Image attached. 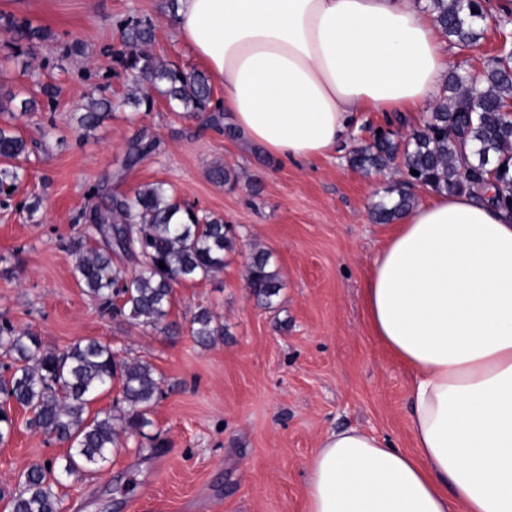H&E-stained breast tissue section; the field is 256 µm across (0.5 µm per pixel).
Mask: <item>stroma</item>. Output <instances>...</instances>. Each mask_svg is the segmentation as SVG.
Segmentation results:
<instances>
[{
  "label": "stroma",
  "instance_id": "obj_1",
  "mask_svg": "<svg viewBox=\"0 0 512 512\" xmlns=\"http://www.w3.org/2000/svg\"><path fill=\"white\" fill-rule=\"evenodd\" d=\"M484 5L494 23L476 49L449 47L450 66L478 72L496 54L507 15L501 0ZM9 15L32 19L52 38L36 45L32 70L0 71V96L27 92L36 77L61 92L37 112L0 113L32 149L16 189L0 194V323L35 333L52 350L79 339L123 349L153 365L162 389L144 434L129 436L82 482L57 487L61 512H305L306 464L328 432L360 428L413 451L411 375L371 336L363 301L387 230L371 208L396 173L366 174L349 163L378 130L408 134L411 117L364 113L335 155L280 163L163 98L136 115L121 106L128 81L116 54L129 18L154 22L152 50L167 62L203 67L177 40L169 0H0V17ZM102 87L118 107L85 130L78 118ZM139 132L156 148L129 167ZM217 163L236 177L235 188L209 179ZM153 182L237 234L223 270L176 286L168 316L176 335L102 314L73 276L70 244L85 235L79 214L89 189L129 195ZM36 197L42 203L31 217L25 206ZM257 248L272 253L283 282L271 309L256 304L245 282ZM202 306L224 323L223 339L207 348L189 333ZM11 414L14 432L0 443V489L8 492L24 468L66 451L30 429L22 409ZM156 437L165 448H153Z\"/></svg>",
  "mask_w": 512,
  "mask_h": 512
}]
</instances>
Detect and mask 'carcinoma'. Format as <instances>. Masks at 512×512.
<instances>
[{
  "label": "carcinoma",
  "mask_w": 512,
  "mask_h": 512,
  "mask_svg": "<svg viewBox=\"0 0 512 512\" xmlns=\"http://www.w3.org/2000/svg\"><path fill=\"white\" fill-rule=\"evenodd\" d=\"M425 10L461 50L483 37L482 0H426ZM0 27L9 35L16 58L30 54L34 41L51 37L48 29L27 17L6 16ZM154 38L155 26L149 20L131 18L122 26L121 62L128 80L123 104L148 112L156 93L169 105L236 138L235 128L223 127V107L214 99L206 73L186 72L159 59L149 51ZM468 81L469 73H453L428 120L404 136L403 143L386 133L353 151L349 163L367 173L383 172L402 158V180L387 188V199L374 204L377 222L389 224L410 209L414 185L438 191L482 187L493 170V201L504 206L512 198V56L502 52L484 66L482 87L469 89ZM57 93L54 85H38L20 100V112L38 111L39 96L52 100ZM85 108L81 124L95 128L112 111V100L91 95ZM153 148V142L136 135L127 166ZM29 154V141L14 127L0 126V158L8 161L0 169V192L20 182L18 160ZM413 170L417 174H411ZM81 218L88 224L87 237L101 245L73 243L77 283L99 301L103 313L136 325L170 328L166 319L174 286L210 278L224 268L225 253L234 249V233L222 217L188 207L159 182L143 184L131 196L105 195L96 188L88 194ZM119 253L133 258L139 269L129 274L115 265L112 255ZM246 284L259 305L274 306L283 283L268 251L252 256ZM191 335L196 343L208 346L224 336V324L213 311L201 308L192 317ZM0 355L8 359L0 363V443L14 430L13 418L4 408L12 403L32 414L29 424L36 430L68 445L62 457L47 465L33 463L19 474V490L9 507L11 512H60L54 486L79 481L104 467L120 435L142 432L150 424L148 412L161 396L160 380L150 362L122 357L109 344L80 339L62 351L48 350L35 334L8 324L0 325ZM115 381L122 415H89V404Z\"/></svg>",
  "instance_id": "obj_1"
}]
</instances>
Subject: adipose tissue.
Masks as SVG:
<instances>
[{
	"instance_id": "ef3b65f1",
	"label": "adipose tissue",
	"mask_w": 512,
	"mask_h": 512,
	"mask_svg": "<svg viewBox=\"0 0 512 512\" xmlns=\"http://www.w3.org/2000/svg\"><path fill=\"white\" fill-rule=\"evenodd\" d=\"M174 28L240 137L280 161L330 156L367 112L421 115L448 78L414 0H178ZM492 194L430 193L373 255L367 324L411 373L416 449L326 434L306 512H512V213Z\"/></svg>"
}]
</instances>
